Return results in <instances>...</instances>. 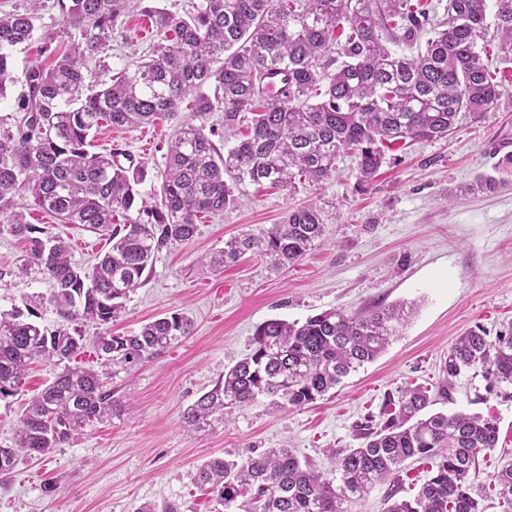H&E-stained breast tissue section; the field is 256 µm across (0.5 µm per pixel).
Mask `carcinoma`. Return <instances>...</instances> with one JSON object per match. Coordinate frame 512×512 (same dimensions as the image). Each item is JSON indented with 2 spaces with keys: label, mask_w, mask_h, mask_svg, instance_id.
Wrapping results in <instances>:
<instances>
[{
  "label": "carcinoma",
  "mask_w": 512,
  "mask_h": 512,
  "mask_svg": "<svg viewBox=\"0 0 512 512\" xmlns=\"http://www.w3.org/2000/svg\"><path fill=\"white\" fill-rule=\"evenodd\" d=\"M0 14V98L15 80L11 51L30 41L41 0ZM62 28L42 34L45 61L25 72L17 99L23 120L0 122V210L17 196L52 214L108 236L109 250L90 271L72 262L61 237L39 236L21 212L0 224L27 242L18 273L52 283L48 302L69 323L105 325L144 284L157 255L189 241L202 214L220 216L235 191L267 184L295 192L336 173L343 154L357 159V183L374 178L385 151L406 139L438 140L462 112L497 109L502 82L484 56L494 28L497 56L512 61V0H448L434 22L430 0H193L182 14L146 0H56ZM146 12L156 35L146 54L98 89L88 65L109 47L119 19ZM205 118L222 113L250 133L223 153L205 124L179 122L167 142L157 200L138 186L146 167L114 148L91 150L103 122L134 128L182 111ZM251 118H246V115ZM502 177L482 186L512 184V154L498 163ZM125 220L115 226V216ZM325 214L291 210L279 224L245 233L200 262L214 269L250 252L274 265L301 259L325 231ZM410 311L377 306L363 314L325 311L305 322L280 319L256 326L250 353L224 371L183 414L195 430L222 423L261 402L288 411L315 402L389 346ZM193 322L174 313L131 336L95 337L96 352L112 367L132 369L191 335ZM85 336L67 327L48 330L14 309L0 312V396L13 394L29 365L44 360L62 372L25 404L12 444L0 446V475L24 457L45 456L82 434L85 426L118 412L112 390L92 369L72 364ZM481 369L488 393L512 386V330L489 339L476 327L448 351L442 371L455 378ZM427 391H405L363 443L333 453L336 479L288 448H271L243 461L213 457L197 483L214 497V512H351L378 482L396 478L411 459L430 463L411 501L386 512H482L470 472L497 448V421L478 414H423ZM498 499L512 512V460L494 476Z\"/></svg>",
  "instance_id": "cac0c4a2"
}]
</instances>
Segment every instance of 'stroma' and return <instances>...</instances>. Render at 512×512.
I'll use <instances>...</instances> for the list:
<instances>
[{"instance_id":"stroma-1","label":"stroma","mask_w":512,"mask_h":512,"mask_svg":"<svg viewBox=\"0 0 512 512\" xmlns=\"http://www.w3.org/2000/svg\"><path fill=\"white\" fill-rule=\"evenodd\" d=\"M155 38L143 13L125 15L98 80H109ZM175 126L169 119L129 129L105 123L94 143L120 146L144 161L140 191L152 196L161 184L163 145ZM510 152L509 83L496 111L460 113L447 138L388 151L365 188H358L356 162L348 155L330 180L292 195L243 188L223 215L202 217L195 238L158 255L146 284L108 325L111 333L130 335L182 313L194 323L191 336L128 371L105 365L93 348L79 354L77 364L104 373L119 413L0 476V512H135L143 503L166 500L181 512H211L209 495L196 484L198 468L215 456L240 461L269 448L292 449L331 476L332 451L359 447L358 426L379 415L387 399L415 387L428 391L432 411L497 420L498 445L470 480L484 512H502L493 475L501 456L512 455V395L487 394L475 370L446 379L440 362L470 328L483 326L493 336L512 326V187H475ZM304 206L325 212L326 232L294 265L276 269L250 253L217 272L201 264L202 254L232 237L280 223L289 210ZM26 220L67 238L73 261L84 269L109 248L105 238L42 211L27 210ZM23 248L19 238L0 233V311H27L42 326L59 328L63 320L47 301L50 283L15 273ZM380 303L407 304L413 311L387 350L333 394L285 413L258 404L205 431L184 425L185 409L248 353L258 324L302 322L333 309L362 313ZM54 374L53 366L34 364L21 388L0 398V444L11 443L22 405ZM50 483L55 492H46Z\"/></svg>"}]
</instances>
